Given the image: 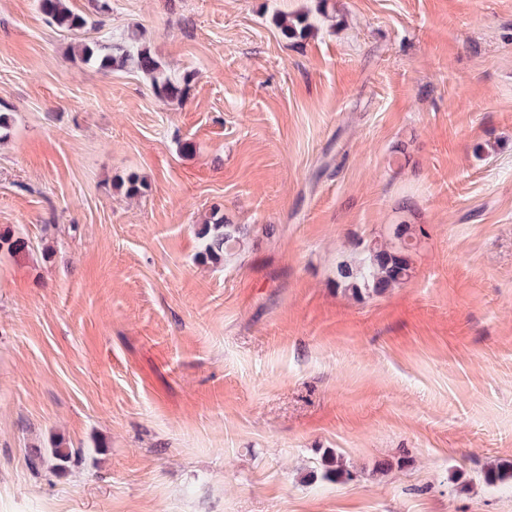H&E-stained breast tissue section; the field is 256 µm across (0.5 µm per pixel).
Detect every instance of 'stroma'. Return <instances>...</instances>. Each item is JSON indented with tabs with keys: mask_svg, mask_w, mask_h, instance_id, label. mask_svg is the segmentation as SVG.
Instances as JSON below:
<instances>
[{
	"mask_svg": "<svg viewBox=\"0 0 512 512\" xmlns=\"http://www.w3.org/2000/svg\"><path fill=\"white\" fill-rule=\"evenodd\" d=\"M111 5L182 106L0 0V512H512V0ZM399 224L410 278L337 289ZM274 23L287 38H305L313 25L309 22V13L288 17H275ZM199 234L202 239V255L215 263L231 257L246 240L245 227L224 221V213L218 208L211 209Z\"/></svg>",
	"mask_w": 512,
	"mask_h": 512,
	"instance_id": "stroma-1",
	"label": "stroma"
}]
</instances>
